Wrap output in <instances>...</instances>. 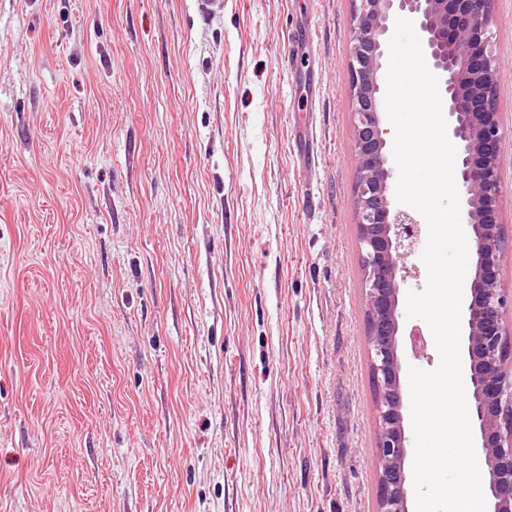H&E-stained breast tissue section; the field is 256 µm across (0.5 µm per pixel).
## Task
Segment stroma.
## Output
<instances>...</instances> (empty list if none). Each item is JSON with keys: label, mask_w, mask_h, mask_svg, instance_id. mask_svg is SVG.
Wrapping results in <instances>:
<instances>
[{"label": "stroma", "mask_w": 512, "mask_h": 512, "mask_svg": "<svg viewBox=\"0 0 512 512\" xmlns=\"http://www.w3.org/2000/svg\"><path fill=\"white\" fill-rule=\"evenodd\" d=\"M351 39L350 0H0V512H376Z\"/></svg>", "instance_id": "obj_1"}]
</instances>
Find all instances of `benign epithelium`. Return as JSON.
Wrapping results in <instances>:
<instances>
[{"label": "benign epithelium", "instance_id": "1", "mask_svg": "<svg viewBox=\"0 0 512 512\" xmlns=\"http://www.w3.org/2000/svg\"><path fill=\"white\" fill-rule=\"evenodd\" d=\"M351 96L356 158L354 203L371 372L376 386L377 512H409L402 354L426 356L427 340L400 331V294L409 277L405 259L421 238L417 215L394 197V167L382 126L383 57L393 22L413 19L425 57L448 102V132L460 147L456 181L473 244L467 305L466 390L487 472L492 512H512V363L504 323L512 313L498 279L505 239L502 202V130L496 108V34L492 0H352Z\"/></svg>", "mask_w": 512, "mask_h": 512}]
</instances>
